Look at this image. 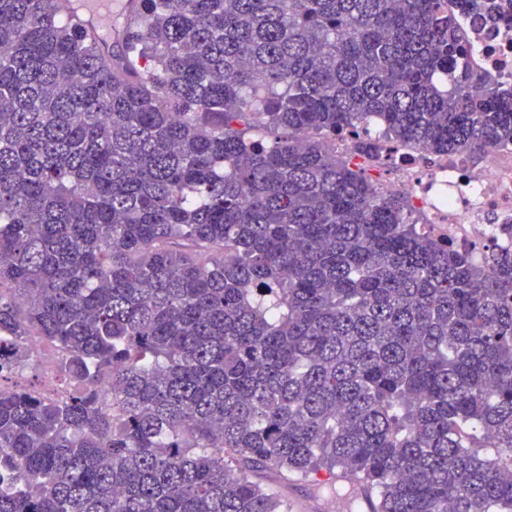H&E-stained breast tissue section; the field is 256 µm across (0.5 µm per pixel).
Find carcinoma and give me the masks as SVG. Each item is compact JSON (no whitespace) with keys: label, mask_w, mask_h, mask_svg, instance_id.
<instances>
[{"label":"carcinoma","mask_w":512,"mask_h":512,"mask_svg":"<svg viewBox=\"0 0 512 512\" xmlns=\"http://www.w3.org/2000/svg\"><path fill=\"white\" fill-rule=\"evenodd\" d=\"M454 2L139 0L109 57L0 0V512H288L264 468L512 512V251L436 240L325 143L512 145ZM33 336L60 399L3 384Z\"/></svg>","instance_id":"cac0c4a2"}]
</instances>
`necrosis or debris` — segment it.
<instances>
[{"label": "necrosis or debris", "instance_id": "4bbe7bcc", "mask_svg": "<svg viewBox=\"0 0 512 512\" xmlns=\"http://www.w3.org/2000/svg\"><path fill=\"white\" fill-rule=\"evenodd\" d=\"M495 16L484 24L460 18L468 66L489 82L512 86V0H487ZM376 182L380 193L407 196L410 218L442 241L482 258L489 249H512L500 235L512 223V147L493 149L482 164L467 157L433 156L424 149L390 142Z\"/></svg>", "mask_w": 512, "mask_h": 512}]
</instances>
